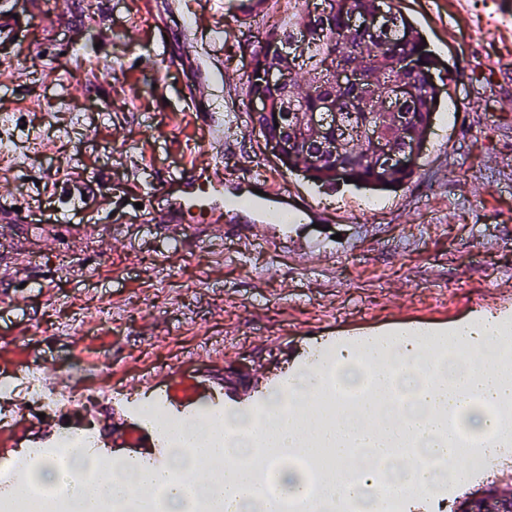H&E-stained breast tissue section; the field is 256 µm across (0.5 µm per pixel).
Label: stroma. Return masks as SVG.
I'll use <instances>...</instances> for the list:
<instances>
[{"label":"stroma","instance_id":"obj_1","mask_svg":"<svg viewBox=\"0 0 512 512\" xmlns=\"http://www.w3.org/2000/svg\"><path fill=\"white\" fill-rule=\"evenodd\" d=\"M449 68L412 176L386 190L317 189L266 150L250 123L249 37L288 18V0H185L177 21L167 0H54L42 26L0 58V337L22 336L0 354V376L41 365L77 389L111 382L113 405L139 378L181 372L224 390L260 396L264 367L291 378L292 355L330 346V331L396 318L450 326L472 320L469 302L512 289V0H394ZM211 47V104L224 114V175L241 191L265 176L283 195L308 196L334 257L238 235L168 238L136 218V202L169 174L211 158L204 126L183 106L193 80L180 25ZM86 190L78 214L70 191ZM60 221H53V214ZM467 485L435 493L452 506L496 486L473 460Z\"/></svg>","mask_w":512,"mask_h":512}]
</instances>
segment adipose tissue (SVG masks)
Returning a JSON list of instances; mask_svg holds the SVG:
<instances>
[{"label":"adipose tissue","mask_w":512,"mask_h":512,"mask_svg":"<svg viewBox=\"0 0 512 512\" xmlns=\"http://www.w3.org/2000/svg\"><path fill=\"white\" fill-rule=\"evenodd\" d=\"M491 344L512 345L493 316L444 337L358 340L343 355L299 375L288 390L272 393L264 417L247 415L237 427L219 413L162 427L170 459L161 468L99 457L71 438L64 446L72 484L68 512H104L111 505L130 512H288L310 487L308 469L323 464L326 448L340 466L320 480L318 512H338L342 487L353 488L359 512H385L380 489L418 484L417 459L439 472L456 458L457 433L449 418L470 413V434L501 445L512 442L499 414L512 403V372L496 359L469 358ZM366 386L375 387L373 396L357 403L343 398L335 411L321 410L315 429L290 408L333 390L355 394ZM258 458L269 461L276 474L273 494L256 492ZM206 462L217 479L201 477L199 467ZM96 469L107 470L108 479H88Z\"/></svg>","instance_id":"adipose-tissue-1"}]
</instances>
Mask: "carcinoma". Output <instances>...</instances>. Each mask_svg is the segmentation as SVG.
I'll return each mask as SVG.
<instances>
[{"label": "carcinoma", "instance_id": "cac0c4a2", "mask_svg": "<svg viewBox=\"0 0 512 512\" xmlns=\"http://www.w3.org/2000/svg\"><path fill=\"white\" fill-rule=\"evenodd\" d=\"M322 10L311 14L308 0H294L288 20L270 29L266 41L253 53L254 68L249 76L251 90L257 95L274 96L270 81L288 77V107L273 105L272 112H314L329 96L341 101L338 111L347 113L348 125L360 127L378 123L386 144L399 150L406 140L418 139L429 126L436 111L435 97L440 95L430 80H443L437 59L423 49L419 33L404 16L384 3V0H321ZM385 10L391 22L393 43L382 47L371 33L351 27L352 13L374 16ZM293 42L296 48L285 55L267 50L273 39ZM340 65L358 70L364 81L342 89L330 83L329 71ZM405 79L411 84L402 109L411 116L409 127L401 126L398 116L387 109L380 97L391 84ZM252 127L272 139L282 134L275 123L259 113L250 116ZM302 138L299 146L288 155V167L303 165L307 178L327 189L336 188L333 166L326 162L319 167L309 165V155L317 149L319 133L296 126L288 130V138ZM355 161L348 176L363 185L379 187L404 182L411 174L392 170L377 178L367 159L368 142L353 147Z\"/></svg>", "mask_w": 512, "mask_h": 512}]
</instances>
